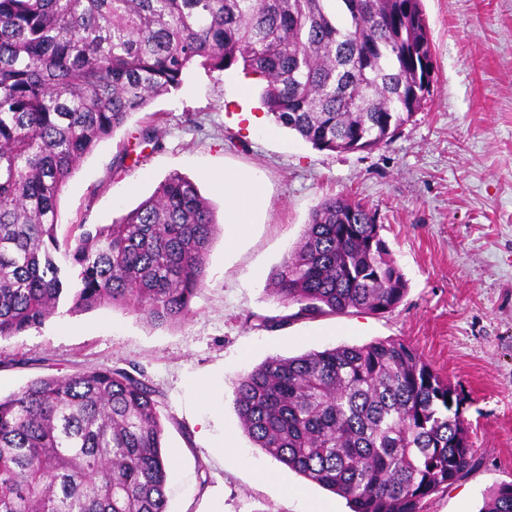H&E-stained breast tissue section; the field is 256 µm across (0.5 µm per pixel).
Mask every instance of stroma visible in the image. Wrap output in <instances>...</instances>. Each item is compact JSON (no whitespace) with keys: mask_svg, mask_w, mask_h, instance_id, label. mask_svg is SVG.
<instances>
[{"mask_svg":"<svg viewBox=\"0 0 512 512\" xmlns=\"http://www.w3.org/2000/svg\"><path fill=\"white\" fill-rule=\"evenodd\" d=\"M437 66L433 95L392 140L371 151L314 148L275 121L247 128L259 94L245 76L192 66L178 90L134 113L83 157L59 200V236L78 222L109 224L170 173L192 180L219 226L204 286L183 321L156 326L122 308L50 317L0 340V398L42 377L94 368L143 371L156 392L170 458L168 512H350L345 499L268 456L242 429L239 376L267 358L400 340L466 398L475 465L425 498L421 512H480L512 483V0H423ZM161 113L160 147L114 172L135 150L148 114ZM265 190L255 223L224 221L225 170ZM376 211L380 235L407 281L384 313L286 316L268 282L325 198Z\"/></svg>","mask_w":512,"mask_h":512,"instance_id":"1","label":"stroma"}]
</instances>
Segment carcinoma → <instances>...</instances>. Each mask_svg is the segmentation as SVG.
Wrapping results in <instances>:
<instances>
[{"label": "carcinoma", "mask_w": 512, "mask_h": 512, "mask_svg": "<svg viewBox=\"0 0 512 512\" xmlns=\"http://www.w3.org/2000/svg\"><path fill=\"white\" fill-rule=\"evenodd\" d=\"M197 63L262 79L275 122L331 152L388 142L436 83L422 0H0V339L61 308L121 307L158 326L189 315L216 232L190 179L173 172L62 242L57 226L80 159ZM375 218L343 195L312 212L269 284L291 317L401 303ZM463 403L399 340L270 357L235 384L254 443L351 512H420L463 478L475 463ZM156 406L143 374L111 368L0 399V512H167ZM481 512H512V483Z\"/></svg>", "instance_id": "obj_1"}]
</instances>
